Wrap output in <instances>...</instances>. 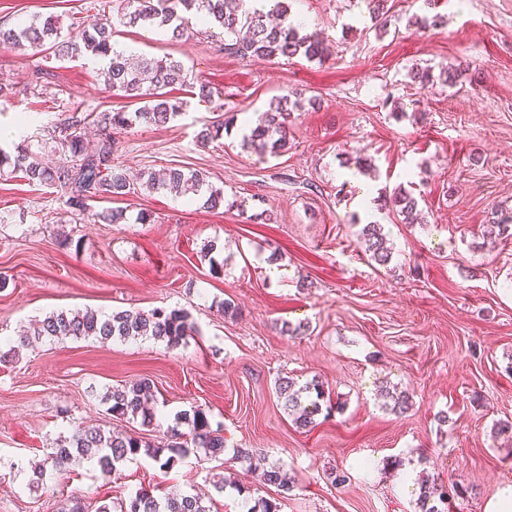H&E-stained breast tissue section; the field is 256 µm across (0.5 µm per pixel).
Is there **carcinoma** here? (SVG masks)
Masks as SVG:
<instances>
[{
  "mask_svg": "<svg viewBox=\"0 0 512 512\" xmlns=\"http://www.w3.org/2000/svg\"><path fill=\"white\" fill-rule=\"evenodd\" d=\"M250 0H112V14L93 31L81 33L80 40L61 36L57 17L38 16L29 24L17 27L0 26L1 49L44 48L55 57L74 60L88 56L102 64V75L113 94L140 100L143 106L132 114L127 112H100L93 119L99 129V141L94 151L86 149L82 120L75 117L57 126L53 139L55 149L61 154L58 160L47 159L29 147L20 148L12 158L0 153V163L13 160V168L23 174L28 182L60 187L69 194L71 208L83 214L88 210V200L97 196H122L129 190L125 171L114 163V135L132 124L164 125L183 111V102L173 99L165 89L190 83L188 71L181 62L172 59L142 58L136 65L129 62L124 52L112 42L115 25L124 27L150 26L171 32V37L183 36L188 17L205 16L206 29L212 37H222L224 53L247 60L293 58L301 55L310 61L325 62L331 50L317 33H302L290 18L287 0H275L279 22H267V14L248 6ZM302 108L301 101L288 95L269 103L258 122L243 134L242 147L260 158L277 156L288 151V118L290 112ZM234 117L222 123L202 128L196 135L197 142L208 144L222 135V130L232 125ZM140 178L152 192L176 196H206L204 205L217 208L224 202L219 189L209 185L207 176L198 171L184 172L169 169L159 176L152 170L141 173ZM388 202L396 208L406 224L415 222L418 212L417 199L407 190L396 188ZM512 216L492 217L488 231L491 241L508 232ZM364 253L380 266L391 261V252L385 247L382 225L365 224L359 232ZM196 332L190 315L178 309H154L147 313L126 311L102 314L95 310H61L44 317L31 335L43 340L95 338L101 341L129 338H153L166 343L171 349ZM151 389L147 378L121 389L106 391L104 401L113 416L142 417L149 419L145 395ZM277 396L293 415L295 425L306 429L313 425L321 413L325 389L316 380L297 388L290 378H281L276 387ZM176 426L172 434L182 436L179 426L188 428L193 447L203 448L212 456L224 453V436L211 427L206 413L195 408L175 415ZM152 457L165 469L175 457L187 456L190 448L182 443L151 446L141 439L110 430L76 428L68 436H61L52 451L41 461L31 465L32 479L28 486L37 488L49 472H63L71 466L87 462L99 466L104 474H111L117 466L140 452ZM449 499L448 492L429 480L420 482L418 504L421 512H442L435 500ZM97 512H210L202 499L195 495L179 494L157 498L141 489L127 503L103 504Z\"/></svg>",
  "mask_w": 512,
  "mask_h": 512,
  "instance_id": "cac0c4a2",
  "label": "carcinoma"
}]
</instances>
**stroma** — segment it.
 <instances>
[{
	"instance_id": "obj_1",
	"label": "stroma",
	"mask_w": 512,
	"mask_h": 512,
	"mask_svg": "<svg viewBox=\"0 0 512 512\" xmlns=\"http://www.w3.org/2000/svg\"><path fill=\"white\" fill-rule=\"evenodd\" d=\"M86 0H0V24L58 16L62 30L87 17ZM394 30L376 31L365 0H293L332 50L243 61L193 28L180 39L127 27L117 50L180 61L224 103L215 111L189 87L171 89L183 113L162 126L115 136L114 161L130 177L121 197H96L76 215L56 187L0 166V353L20 331L60 310L188 311L198 326L175 350L139 338L39 341L0 363V512H60L70 496L88 508L154 495L196 494L211 512H417L418 482L449 488L448 512H485L512 484V240L485 242L492 208L512 212V0H436L441 26L407 23L423 0H386ZM457 72L455 86L420 89L411 70ZM93 60L0 48V151L54 147L73 113L134 112L106 90ZM297 89L287 152L244 151L243 121ZM234 113L231 132L208 146L205 125ZM371 159L362 172L358 161ZM206 172L223 204L204 206L141 186L145 169ZM404 187L425 221L401 223L384 199ZM371 191L375 205L359 204ZM151 215L140 223V213ZM384 227L392 260L375 266L358 242L362 225ZM221 264L213 273V264ZM237 312L224 315V302ZM305 332H282L283 322ZM319 380L341 406L297 428L275 392L279 378ZM148 378L156 418L108 414L107 389ZM405 392L407 413L392 410ZM201 408L222 429L224 453L204 450L160 469L138 454L111 474L87 463L31 490L30 465L72 426H98L169 443L176 413ZM281 467L294 482H265L238 449ZM345 472L332 485L331 470ZM414 485L401 488L400 473ZM225 480L223 491L214 483Z\"/></svg>"
}]
</instances>
